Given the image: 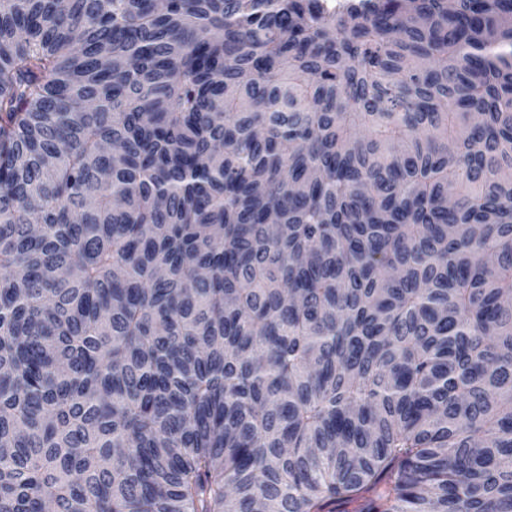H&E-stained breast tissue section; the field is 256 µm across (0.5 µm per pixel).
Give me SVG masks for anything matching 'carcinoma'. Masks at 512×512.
Here are the masks:
<instances>
[{
  "label": "carcinoma",
  "mask_w": 512,
  "mask_h": 512,
  "mask_svg": "<svg viewBox=\"0 0 512 512\" xmlns=\"http://www.w3.org/2000/svg\"><path fill=\"white\" fill-rule=\"evenodd\" d=\"M512 512V0H0V512Z\"/></svg>",
  "instance_id": "obj_1"
}]
</instances>
